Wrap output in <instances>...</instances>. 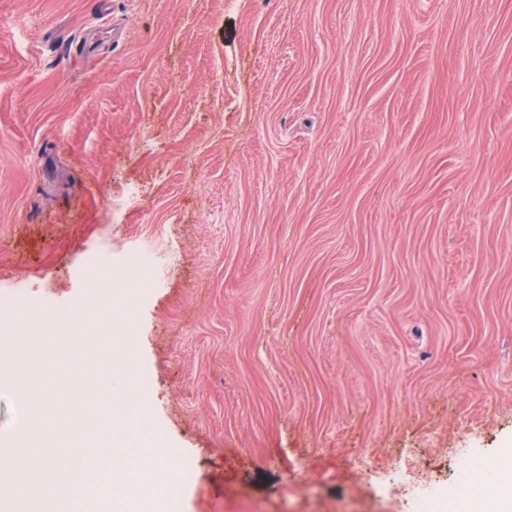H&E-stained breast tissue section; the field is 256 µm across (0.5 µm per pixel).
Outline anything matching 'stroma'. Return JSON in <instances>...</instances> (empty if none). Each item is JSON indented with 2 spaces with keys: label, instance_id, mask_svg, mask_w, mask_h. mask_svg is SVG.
<instances>
[{
  "label": "stroma",
  "instance_id": "stroma-1",
  "mask_svg": "<svg viewBox=\"0 0 512 512\" xmlns=\"http://www.w3.org/2000/svg\"><path fill=\"white\" fill-rule=\"evenodd\" d=\"M1 17L0 291L130 319L162 502L471 512L512 448V0Z\"/></svg>",
  "mask_w": 512,
  "mask_h": 512
}]
</instances>
